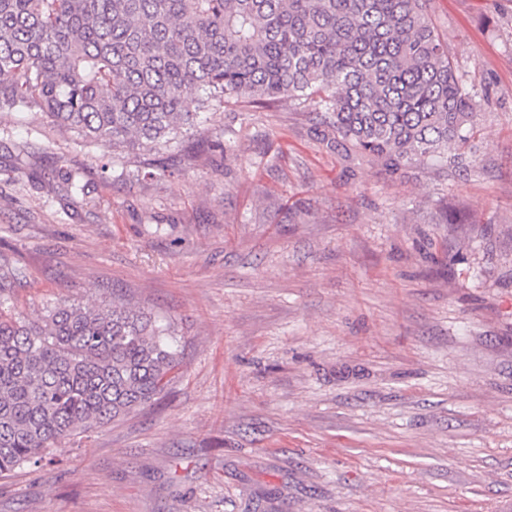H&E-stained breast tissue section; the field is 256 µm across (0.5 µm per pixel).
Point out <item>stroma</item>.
<instances>
[{
  "label": "stroma",
  "instance_id": "1",
  "mask_svg": "<svg viewBox=\"0 0 512 512\" xmlns=\"http://www.w3.org/2000/svg\"><path fill=\"white\" fill-rule=\"evenodd\" d=\"M432 15L475 101L458 168L337 159L286 102L214 114L230 157L0 112V310L119 295L184 345L0 512H512V0Z\"/></svg>",
  "mask_w": 512,
  "mask_h": 512
}]
</instances>
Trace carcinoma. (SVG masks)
Returning a JSON list of instances; mask_svg holds the SVG:
<instances>
[{
	"mask_svg": "<svg viewBox=\"0 0 512 512\" xmlns=\"http://www.w3.org/2000/svg\"><path fill=\"white\" fill-rule=\"evenodd\" d=\"M430 0H0V112L131 154L213 138L209 114L288 101L326 151L396 173L454 167L475 103ZM171 323L123 297L0 312V476L158 399Z\"/></svg>",
	"mask_w": 512,
	"mask_h": 512,
	"instance_id": "1",
	"label": "carcinoma"
}]
</instances>
